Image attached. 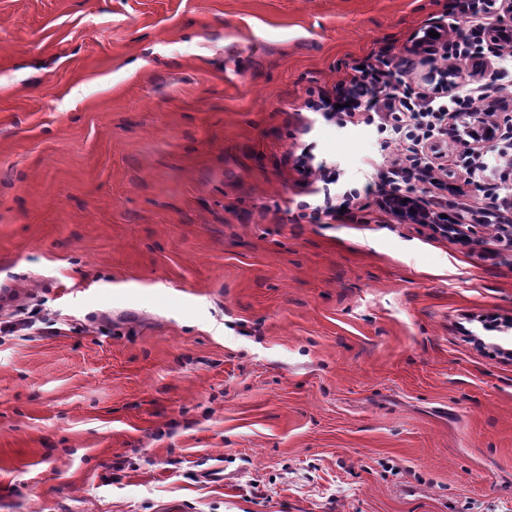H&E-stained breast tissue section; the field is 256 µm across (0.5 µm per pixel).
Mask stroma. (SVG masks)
I'll return each mask as SVG.
<instances>
[{"mask_svg": "<svg viewBox=\"0 0 512 512\" xmlns=\"http://www.w3.org/2000/svg\"><path fill=\"white\" fill-rule=\"evenodd\" d=\"M447 0H0V512H512V255L315 221L395 155L301 112ZM440 196L512 218V173ZM223 465V483L206 472ZM294 165L305 177L303 187L306 188L314 182H323L325 185L336 183V178L330 172H327L322 164L315 163L314 155L306 150L301 149L300 154L295 155L293 159ZM314 176L313 181H309Z\"/></svg>", "mask_w": 512, "mask_h": 512, "instance_id": "stroma-1", "label": "stroma"}]
</instances>
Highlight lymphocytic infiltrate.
Returning a JSON list of instances; mask_svg holds the SVG:
<instances>
[{"label":"lymphocytic infiltrate","instance_id":"lymphocytic-infiltrate-1","mask_svg":"<svg viewBox=\"0 0 512 512\" xmlns=\"http://www.w3.org/2000/svg\"><path fill=\"white\" fill-rule=\"evenodd\" d=\"M491 8V0H449V13L465 22L467 33L462 40L442 43L443 60L482 53L484 30L493 21ZM394 59L395 54L389 46L370 52L363 58L361 66L351 67L344 80L333 88L308 89L303 108L343 125L375 126L379 133L385 134L388 142L406 144L405 158L392 160L387 170L379 172L377 195L354 188L337 198L324 194L319 205L312 207L304 201L300 207L310 210L315 219L341 215L351 218L373 206L389 214L394 204L408 198L409 184L415 181L421 186L422 223L436 225L444 233L448 230V221L442 216L443 203L430 194L431 189L443 188L444 183L438 166L425 147L443 137L449 108H472L478 97L467 85L455 94H447L438 82L433 86L435 99H427L406 82H394ZM393 82L398 85L394 91L389 88Z\"/></svg>","mask_w":512,"mask_h":512}]
</instances>
